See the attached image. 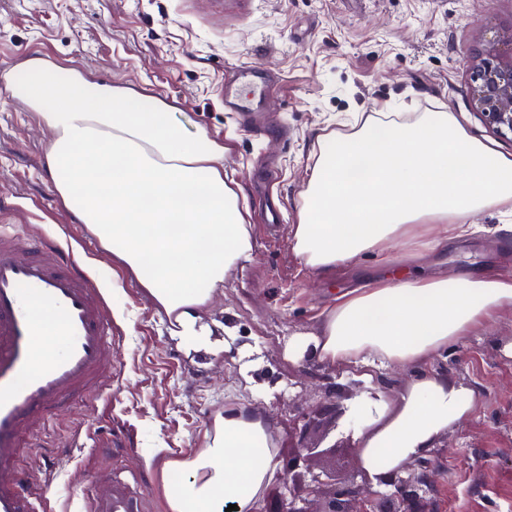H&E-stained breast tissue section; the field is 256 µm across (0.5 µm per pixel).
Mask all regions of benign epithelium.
<instances>
[{
	"mask_svg": "<svg viewBox=\"0 0 512 512\" xmlns=\"http://www.w3.org/2000/svg\"><path fill=\"white\" fill-rule=\"evenodd\" d=\"M470 104L481 113L485 122L505 135L512 134V35L505 40L488 42L472 57L468 69ZM315 417L302 415V421L289 427L297 438L296 460L283 473L288 498L269 512H428L424 508L423 488L431 483L433 461L417 462L420 473L414 480L393 472L380 480L390 487L387 493L369 495L355 479L338 482L332 475L297 472L300 463L311 459L336 458L340 446H322L323 439L309 443V430ZM319 508H311L312 504Z\"/></svg>",
	"mask_w": 512,
	"mask_h": 512,
	"instance_id": "obj_1",
	"label": "benign epithelium"
}]
</instances>
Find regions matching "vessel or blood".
Returning a JSON list of instances; mask_svg holds the SVG:
<instances>
[{
  "label": "vessel or blood",
  "instance_id": "vessel-or-blood-1",
  "mask_svg": "<svg viewBox=\"0 0 512 512\" xmlns=\"http://www.w3.org/2000/svg\"><path fill=\"white\" fill-rule=\"evenodd\" d=\"M267 76L237 69L227 106L247 114L269 96ZM60 338L47 351L40 337ZM115 362L110 310L101 289L54 241L0 229V512H36L18 459L25 438L82 394L96 390ZM88 512H140L112 476L99 478Z\"/></svg>",
  "mask_w": 512,
  "mask_h": 512
}]
</instances>
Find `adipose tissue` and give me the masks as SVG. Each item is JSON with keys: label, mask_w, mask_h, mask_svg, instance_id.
Returning <instances> with one entry per match:
<instances>
[{"label": "adipose tissue", "mask_w": 512, "mask_h": 512, "mask_svg": "<svg viewBox=\"0 0 512 512\" xmlns=\"http://www.w3.org/2000/svg\"><path fill=\"white\" fill-rule=\"evenodd\" d=\"M13 97L55 131L45 167L62 204L165 314L185 353L232 345L199 316L254 253L250 212L224 178L227 146L186 137L166 102L32 58L5 76ZM512 202V156L471 138L448 112H370L317 140L290 229L294 256L319 273L375 253L418 260L471 234V215ZM512 306V277L386 274L342 293L286 350L330 367L413 369L393 401L361 410L358 450L371 479L425 456L473 410V392L426 367ZM265 420L217 416L198 452L164 462L170 512H259L277 473Z\"/></svg>", "instance_id": "obj_1"}]
</instances>
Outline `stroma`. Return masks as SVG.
I'll use <instances>...</instances> for the list:
<instances>
[{
	"label": "stroma",
	"mask_w": 512,
	"mask_h": 512,
	"mask_svg": "<svg viewBox=\"0 0 512 512\" xmlns=\"http://www.w3.org/2000/svg\"><path fill=\"white\" fill-rule=\"evenodd\" d=\"M511 34L512 0H0V227L72 248L118 310L111 373L32 433L21 452L33 491L51 487L45 512H87L92 485L108 472L123 479L141 512H169L162 458L202 448L231 404L272 422L282 465L297 444L290 421L335 395L344 416L311 436L340 444L338 478L356 475V409L394 397L413 372L382 368L364 380L285 353L292 333L383 264L367 255L355 271L329 279L295 258L289 228L317 139L355 112L443 111L472 138L512 155V135L472 110L467 71L477 48ZM33 57L102 84L145 89L174 106L186 134L203 131L228 146L224 173L244 194L255 259L225 279L202 315L233 326L236 349L186 357L164 335L163 313L57 199L43 165L53 131L3 79ZM241 64L274 77L258 135L224 105L226 80ZM471 221L479 232L411 272L512 274V232L487 231L512 225V204ZM510 345L512 307L430 365L476 396L474 412L431 452L439 462L427 489L434 512H512Z\"/></svg>",
	"instance_id": "obj_1"
}]
</instances>
